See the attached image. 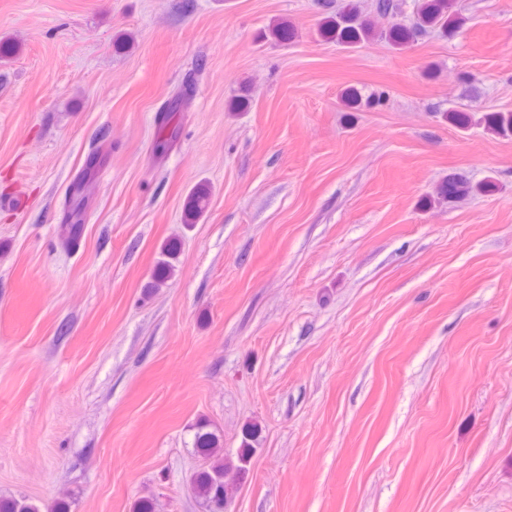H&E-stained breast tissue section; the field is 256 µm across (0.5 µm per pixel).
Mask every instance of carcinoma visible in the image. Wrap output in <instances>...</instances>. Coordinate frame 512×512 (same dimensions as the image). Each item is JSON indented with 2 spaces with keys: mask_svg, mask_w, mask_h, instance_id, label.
Here are the masks:
<instances>
[{
  "mask_svg": "<svg viewBox=\"0 0 512 512\" xmlns=\"http://www.w3.org/2000/svg\"><path fill=\"white\" fill-rule=\"evenodd\" d=\"M373 13L366 12V7L359 0H344L320 24L319 35L327 41L338 45L354 47L373 39L376 35L385 37L394 46H404L431 32L439 31L452 34L461 29L466 19L452 8L451 0H416L415 19L407 26L397 22L396 5L393 0H375L371 4ZM442 118L454 127L464 130L471 124L467 112L450 110L442 113ZM487 131L500 138L512 137V111L489 112L484 117ZM494 189L490 181L473 184L455 175L441 182L436 191L439 203L457 201L466 197L483 195ZM208 187L199 184L188 195L184 209L183 222L195 224L205 214L209 205ZM180 252L179 243L169 241L161 248L160 258L155 264L151 287L161 288L174 276L175 261ZM258 429L249 426L245 429L243 448L238 455L239 465L236 470L246 471L252 448L249 441L257 436ZM195 448L207 460V464L193 477L192 488L195 495L206 503L209 512H224L227 504L224 487L225 467L221 458L220 437L206 430V426L197 427ZM67 506L56 503L41 507L26 498L0 499V512H66Z\"/></svg>",
  "mask_w": 512,
  "mask_h": 512,
  "instance_id": "cac0c4a2",
  "label": "carcinoma"
}]
</instances>
